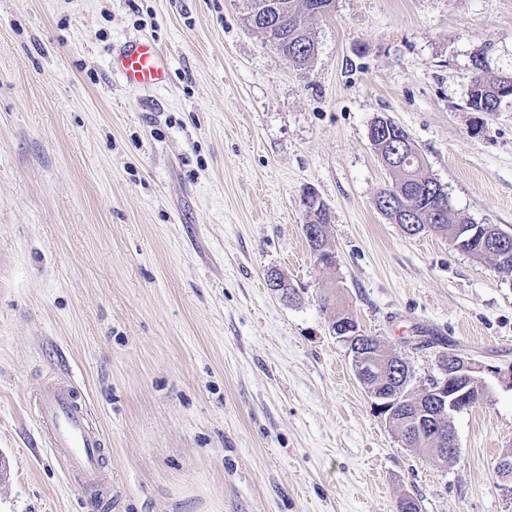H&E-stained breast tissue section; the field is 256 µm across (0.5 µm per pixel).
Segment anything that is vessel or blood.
<instances>
[{"label":"vessel or blood","mask_w":512,"mask_h":512,"mask_svg":"<svg viewBox=\"0 0 512 512\" xmlns=\"http://www.w3.org/2000/svg\"><path fill=\"white\" fill-rule=\"evenodd\" d=\"M110 64L133 89L153 88L168 80L167 59L149 38L129 40L111 53ZM33 403L48 448L78 482L88 501L97 502L112 478L103 465V434L91 424L75 381L67 376L44 385L34 394Z\"/></svg>","instance_id":"b4317fda"}]
</instances>
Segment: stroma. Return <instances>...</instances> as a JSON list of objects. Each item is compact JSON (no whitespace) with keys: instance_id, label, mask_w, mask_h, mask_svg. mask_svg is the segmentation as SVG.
I'll return each mask as SVG.
<instances>
[{"instance_id":"obj_1","label":"stroma","mask_w":512,"mask_h":512,"mask_svg":"<svg viewBox=\"0 0 512 512\" xmlns=\"http://www.w3.org/2000/svg\"><path fill=\"white\" fill-rule=\"evenodd\" d=\"M246 4L0 0V512H512V273L390 223L369 137L392 118L452 212L512 230V104L466 106L484 43L512 70V0H334L301 68ZM141 36L164 86L110 69ZM309 187L330 268L303 234ZM331 288L412 388L439 373L417 331L483 363L453 461L378 414L321 308ZM67 372L107 440L93 508L31 403ZM318 197H319L318 194L312 188H308L303 194V204L306 207V210H305L306 211V223L305 224H330L331 223V220L328 219V217H327L329 208ZM305 198H308V199L311 198L312 202H313V204H315V206L314 205L313 206L306 205L304 203ZM304 225H303V231H304ZM304 235H305L308 245L310 247V244H309L308 238L305 234V231H304Z\"/></svg>"}]
</instances>
